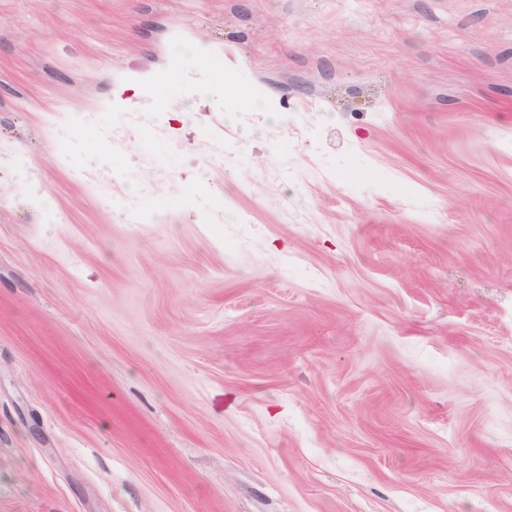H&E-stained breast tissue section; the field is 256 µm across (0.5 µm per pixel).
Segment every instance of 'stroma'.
<instances>
[{"label":"stroma","instance_id":"35a3bbf8","mask_svg":"<svg viewBox=\"0 0 512 512\" xmlns=\"http://www.w3.org/2000/svg\"><path fill=\"white\" fill-rule=\"evenodd\" d=\"M0 155V512H512V0H0Z\"/></svg>","mask_w":512,"mask_h":512}]
</instances>
